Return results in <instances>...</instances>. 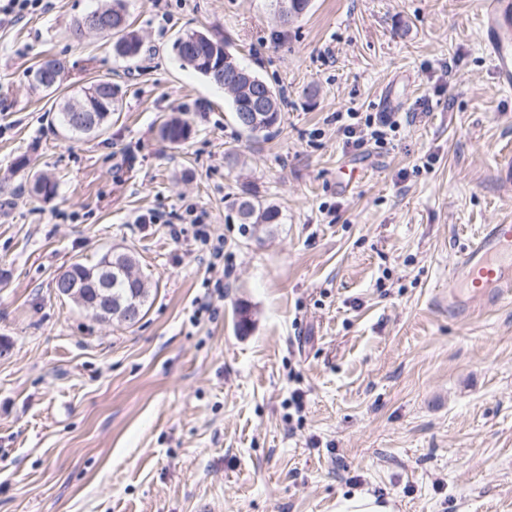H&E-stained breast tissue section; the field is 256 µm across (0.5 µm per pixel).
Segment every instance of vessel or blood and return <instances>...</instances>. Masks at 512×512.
<instances>
[{"label": "vessel or blood", "instance_id": "obj_1", "mask_svg": "<svg viewBox=\"0 0 512 512\" xmlns=\"http://www.w3.org/2000/svg\"><path fill=\"white\" fill-rule=\"evenodd\" d=\"M484 48L500 84L512 86V0H488L482 15ZM465 286L473 298L491 290L512 293V224L487 225L461 260Z\"/></svg>", "mask_w": 512, "mask_h": 512}]
</instances>
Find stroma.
<instances>
[{
  "instance_id": "1",
  "label": "stroma",
  "mask_w": 512,
  "mask_h": 512,
  "mask_svg": "<svg viewBox=\"0 0 512 512\" xmlns=\"http://www.w3.org/2000/svg\"><path fill=\"white\" fill-rule=\"evenodd\" d=\"M109 2L0 25V512H336L362 491L395 512H512V297L442 306L481 228L512 223L495 177L512 89L482 0H311L288 25L273 0H128L132 59L77 31ZM191 29L284 96L274 136L248 137L181 65ZM50 59L62 94L118 86L102 135L59 133L54 95L28 80ZM172 112L192 124L176 148L157 134ZM340 112L406 119L357 150ZM41 173L52 199L30 191ZM244 184L280 223L241 224ZM189 203L222 256L180 224ZM149 210L164 223H136ZM111 249L149 281L133 326L54 291Z\"/></svg>"
}]
</instances>
